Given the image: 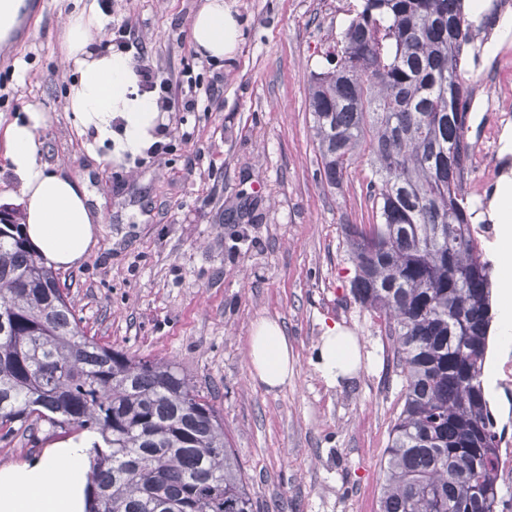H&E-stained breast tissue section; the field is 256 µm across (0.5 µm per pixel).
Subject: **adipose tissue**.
<instances>
[{"instance_id":"adipose-tissue-1","label":"adipose tissue","mask_w":512,"mask_h":512,"mask_svg":"<svg viewBox=\"0 0 512 512\" xmlns=\"http://www.w3.org/2000/svg\"><path fill=\"white\" fill-rule=\"evenodd\" d=\"M105 22L96 0H83L65 24L64 62L77 77L67 94L66 110L86 137L85 149L107 159L144 154L161 141L165 125L156 95L140 90L136 64L129 55L95 48ZM196 51L222 59L234 51L239 25L224 0H204L191 25ZM48 117L37 108L0 132V146L9 160L24 209V232L31 247L54 267L80 264L95 243L101 214L93 212L83 183L41 156L38 133ZM503 239L501 254L502 336L512 344V186L497 199ZM254 385L275 390L288 381L292 349L278 321L254 323L247 346ZM359 362L354 336L336 325L326 327L314 366L330 385L353 375ZM91 438L81 435L51 443L21 463L0 465V512H85L91 470Z\"/></svg>"}]
</instances>
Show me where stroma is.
I'll use <instances>...</instances> for the list:
<instances>
[{"instance_id": "35a3bbf8", "label": "stroma", "mask_w": 512, "mask_h": 512, "mask_svg": "<svg viewBox=\"0 0 512 512\" xmlns=\"http://www.w3.org/2000/svg\"><path fill=\"white\" fill-rule=\"evenodd\" d=\"M79 0H27L34 27L0 65V132L25 108L47 112L44 161L86 182L100 211L97 243L61 288L87 336L131 357L170 360L220 410L256 512H379L389 434L402 380L377 316L349 289L355 267L344 227L369 221L367 163L341 185L319 173L309 109L311 74L332 67L361 0H224L243 25L232 56L199 57L191 20L204 0H112L142 60L196 84L194 111L166 115L156 152L94 159L65 110L73 76L60 63L63 18ZM498 0H484L462 76L476 99L466 140L495 177L472 201L512 182V63ZM277 320L292 346V373L273 391L251 381L245 353L254 322ZM356 337L361 363L330 386L314 367L325 325ZM39 423L33 436L0 442V464L39 455L63 439Z\"/></svg>"}]
</instances>
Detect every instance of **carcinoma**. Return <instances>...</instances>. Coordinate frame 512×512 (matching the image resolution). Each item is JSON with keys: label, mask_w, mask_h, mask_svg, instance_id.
<instances>
[{"label": "carcinoma", "mask_w": 512, "mask_h": 512, "mask_svg": "<svg viewBox=\"0 0 512 512\" xmlns=\"http://www.w3.org/2000/svg\"><path fill=\"white\" fill-rule=\"evenodd\" d=\"M474 21L464 0H364L336 66L313 74L320 163L337 186L363 156L372 224H348L350 293L379 314L403 380L379 512H498L497 430L483 385L490 264L460 188ZM0 224V441L39 421L94 432L88 512H254L224 417L171 362L81 327L21 212Z\"/></svg>", "instance_id": "1"}]
</instances>
